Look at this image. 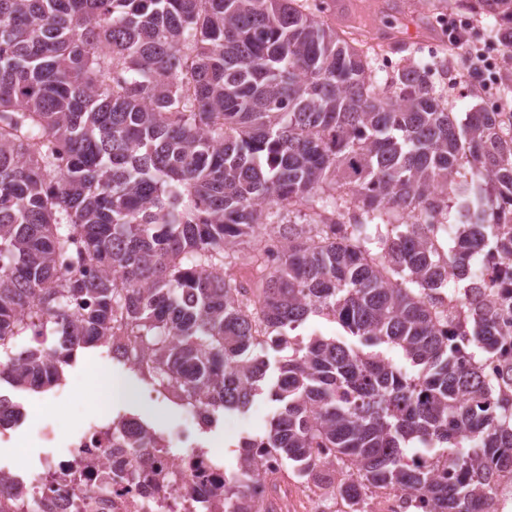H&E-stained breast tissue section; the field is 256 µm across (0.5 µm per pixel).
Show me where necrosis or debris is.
I'll use <instances>...</instances> for the list:
<instances>
[{
    "instance_id": "1",
    "label": "necrosis or debris",
    "mask_w": 512,
    "mask_h": 512,
    "mask_svg": "<svg viewBox=\"0 0 512 512\" xmlns=\"http://www.w3.org/2000/svg\"><path fill=\"white\" fill-rule=\"evenodd\" d=\"M201 411L198 405L185 408L175 428L155 432L157 449L147 459L134 448L140 431L131 418L97 415L64 442L54 421H46L36 440L51 447L65 444L66 453L36 466L19 457L0 462V505L9 512H222L224 458L194 439ZM175 446L182 454H172ZM282 472L279 457L258 453L248 482L253 505L274 500L278 512H293L291 504L301 495L307 512H336L339 478L358 477L352 464L325 472L316 484L281 481ZM369 495L372 512H431L427 500L411 492L382 488Z\"/></svg>"
}]
</instances>
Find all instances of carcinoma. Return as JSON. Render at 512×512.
<instances>
[{"instance_id": "cac0c4a2", "label": "carcinoma", "mask_w": 512, "mask_h": 512, "mask_svg": "<svg viewBox=\"0 0 512 512\" xmlns=\"http://www.w3.org/2000/svg\"><path fill=\"white\" fill-rule=\"evenodd\" d=\"M473 2L512 33V0ZM324 12V0H0V337L89 304L69 349L39 341L17 361L1 342L0 368L49 390L115 324L170 401L208 397V425L263 393L279 403L263 436L242 439L246 465L272 448L308 476L309 450L332 448L361 469L362 484H338L347 512H366L375 488L479 512L512 467V372L473 371L501 333L492 285L466 265L479 249L512 264V141L482 108L458 122L411 57L378 89L374 48ZM439 224L457 228L441 248ZM267 228L285 246L245 284L228 267L263 260L239 246ZM78 241L95 279L61 270ZM450 274L470 296L462 325L443 305ZM311 316L358 343L310 336L269 380L255 333L287 336ZM416 440L458 449L448 477L403 462ZM248 478L224 480V512H275L245 506Z\"/></svg>"}]
</instances>
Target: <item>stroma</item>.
Returning a JSON list of instances; mask_svg holds the SVG:
<instances>
[{
    "mask_svg": "<svg viewBox=\"0 0 512 512\" xmlns=\"http://www.w3.org/2000/svg\"><path fill=\"white\" fill-rule=\"evenodd\" d=\"M337 0H328L324 20L331 26L347 32L363 29L373 33L378 45H386L391 38L404 37L406 42L425 36L432 29L430 14L432 7L428 0H346L344 10H337ZM463 51L453 55V73L444 75L442 70H431L429 78L436 89L447 98L448 105L458 119H465L467 112L481 106L483 99L477 96L472 79L463 67ZM97 373L105 380H123L141 384V377L117 361L102 355L96 348H81L77 351V365L67 392L60 397L53 392L38 393L10 386L0 387V392L9 394L26 409L28 416L22 427L14 431L11 442L0 445V459L24 455L32 461L49 456V449L41 447L32 431L49 415L62 413L63 434H70L78 424L93 414L92 409L79 397V389L85 385L90 373ZM99 397L109 407L113 416H139L158 429L173 426L181 411L167 400L156 404L151 412H144L141 402L111 398L108 389H100ZM278 410L276 402L267 396L255 399L247 413V423L238 432H230L226 417H219L211 426L199 429L197 439L212 450L223 452L226 468L236 466L237 453L233 443L248 436L264 434L269 422Z\"/></svg>",
    "mask_w": 512,
    "mask_h": 512,
    "instance_id": "obj_1",
    "label": "stroma"
}]
</instances>
